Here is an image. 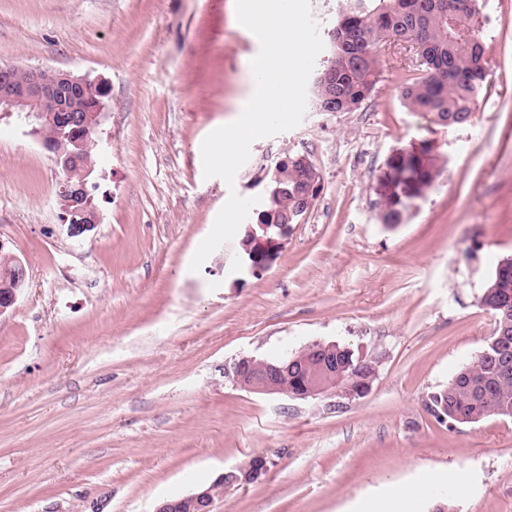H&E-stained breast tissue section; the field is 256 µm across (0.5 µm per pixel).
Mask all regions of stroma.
I'll return each mask as SVG.
<instances>
[{
    "label": "stroma",
    "mask_w": 512,
    "mask_h": 512,
    "mask_svg": "<svg viewBox=\"0 0 512 512\" xmlns=\"http://www.w3.org/2000/svg\"><path fill=\"white\" fill-rule=\"evenodd\" d=\"M487 80L469 124L438 129L400 89L416 54L392 44L354 112L307 106L253 142L233 184L201 145L234 118L258 50L232 0H0V60L103 82L93 192L101 222L71 235L61 174L28 122L0 117V247L27 288L0 317V512H155L260 453L265 479L212 512H512V419L448 426L430 396L494 330L481 297L512 257V0L479 16ZM440 176L402 224L379 217L389 157L421 141ZM322 175L276 260L238 241L189 265L230 192L261 195L285 154ZM335 342L378 374L359 398L251 393L241 357Z\"/></svg>",
    "instance_id": "stroma-1"
}]
</instances>
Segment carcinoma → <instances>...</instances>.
I'll list each match as a JSON object with an SVG mask.
<instances>
[{"mask_svg":"<svg viewBox=\"0 0 512 512\" xmlns=\"http://www.w3.org/2000/svg\"><path fill=\"white\" fill-rule=\"evenodd\" d=\"M465 13L450 24L437 8L436 0H345L334 28L339 30L336 46L323 69L332 71L327 83H312L313 102L329 99L336 111L353 112L370 96L379 78L378 58L354 55L353 38L371 49L386 43L405 41L418 35L417 73L410 74L401 87L406 108L421 113L444 129L468 124L486 79V38L480 33L478 15L484 0H468ZM439 176V168L424 163L414 149L392 156L383 172L382 219L399 224L412 203L428 194ZM310 172L301 161L280 170V181H269L262 210L277 212L282 222L296 224L306 213L302 198L307 192ZM491 299L502 304L495 318L493 336L503 337L507 347L478 364L462 367L430 402L440 411L436 420L452 422L456 414L479 421L495 406L500 416L512 417V374L505 378L503 363L512 367V258L497 265L489 282Z\"/></svg>","mask_w":512,"mask_h":512,"instance_id":"1","label":"carcinoma"}]
</instances>
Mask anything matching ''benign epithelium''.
<instances>
[{"label":"benign epithelium","mask_w":512,"mask_h":512,"mask_svg":"<svg viewBox=\"0 0 512 512\" xmlns=\"http://www.w3.org/2000/svg\"><path fill=\"white\" fill-rule=\"evenodd\" d=\"M466 0H440L442 14L453 19L461 16ZM104 86L69 71L54 68H25L0 62V112L15 113L37 126L32 133L51 153L62 174L57 190L62 222L71 233L91 230L100 223L96 206L91 204L89 186L93 185L95 168L89 161V150L97 146L99 127L106 111L100 99ZM264 223L249 224L246 229L247 269L256 272L265 269L278 255L279 238L288 234V225L275 224L262 217ZM14 274L0 278V317L11 313L19 296L26 288V270L23 262L13 258ZM336 344L313 343L291 358L269 362L243 357L233 367V380L242 389L255 393L284 394L306 399L329 394L346 398L362 397L371 388L376 368L369 376L359 378L356 373L336 370V361L327 356V349ZM297 370L303 374V383L292 388L282 380ZM269 471L267 457L257 454L243 466L225 471L210 486L177 501L159 505L155 512H211L216 490L247 486L265 478Z\"/></svg>","instance_id":"benign-epithelium-1"}]
</instances>
